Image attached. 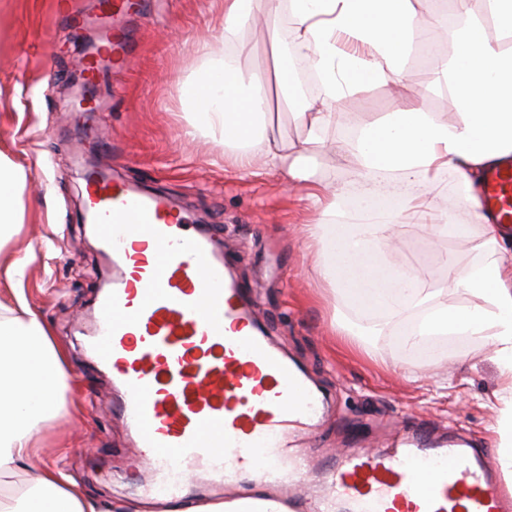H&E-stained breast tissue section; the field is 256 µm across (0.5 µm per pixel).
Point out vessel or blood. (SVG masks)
<instances>
[{
    "mask_svg": "<svg viewBox=\"0 0 512 512\" xmlns=\"http://www.w3.org/2000/svg\"><path fill=\"white\" fill-rule=\"evenodd\" d=\"M134 47L120 30L103 54L125 61ZM84 181L85 212L112 257L93 351L122 385L117 410L147 451V490L179 498L189 474L295 484L306 466L293 434L318 425L325 398L275 351L245 288L225 280L213 235L165 198L96 168ZM483 200L497 223L512 222L511 167L488 172ZM322 475L314 512H512L484 450L424 431L389 450L353 449Z\"/></svg>",
    "mask_w": 512,
    "mask_h": 512,
    "instance_id": "b4317fda",
    "label": "vessel or blood"
}]
</instances>
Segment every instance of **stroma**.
Here are the masks:
<instances>
[{
    "label": "stroma",
    "instance_id": "35a3bbf8",
    "mask_svg": "<svg viewBox=\"0 0 512 512\" xmlns=\"http://www.w3.org/2000/svg\"><path fill=\"white\" fill-rule=\"evenodd\" d=\"M424 20L436 46L420 65L408 67L407 93L444 120L450 97L433 88L437 51L453 44L465 20L456 16L453 0H439L436 14ZM124 25L136 35V51L102 83L89 126L70 105L80 54L74 34L57 20L56 0H0V152L28 174L19 202L22 227L5 250L16 258L26 257L28 248L37 251L21 287L65 349L70 384L61 416L42 431L41 448L0 476V493L25 488L60 464L75 493L97 503L99 512H164L169 505L161 493L136 498L143 451L115 409L119 394L111 378L87 354L95 297L110 274L84 222L88 160L165 197L201 228L223 226L229 268L248 287L255 318L327 399L317 429L302 440L316 464L358 443L386 447L420 428L495 452L490 428L498 412L489 399L500 375L485 350L470 337L451 334L430 337L422 354L405 352L399 337L427 305L387 322L335 300L313 271L303 227L320 216L309 209L305 189L260 160L246 172L225 167L220 137H186L181 88L202 66L200 46L224 26V0H147L143 13ZM244 37L254 51L239 67L245 77L261 80L268 94L269 136L299 145L306 131L274 79L276 55L288 54L294 42L291 27L279 16ZM398 106L390 83L365 85L336 100L321 143L310 147L315 179L348 195L362 192L357 170L335 146L357 138L362 122L387 117ZM431 207L439 219L470 223L454 171L442 173ZM397 230L396 247L374 248L380 266L413 263L426 287L447 289L449 303L469 305L470 296L449 279L448 265H470L472 245L454 233L433 237L409 216ZM336 317L364 333L375 360L338 345Z\"/></svg>",
    "mask_w": 512,
    "mask_h": 512
}]
</instances>
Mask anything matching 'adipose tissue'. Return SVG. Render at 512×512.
<instances>
[{
  "instance_id": "1",
  "label": "adipose tissue",
  "mask_w": 512,
  "mask_h": 512,
  "mask_svg": "<svg viewBox=\"0 0 512 512\" xmlns=\"http://www.w3.org/2000/svg\"><path fill=\"white\" fill-rule=\"evenodd\" d=\"M422 5L423 0H224L220 43L201 47L207 66L188 83L184 105L193 116L192 131L220 134L227 166L249 169L259 154L289 180L306 183L311 206L323 218L306 227L316 247L314 272L334 296L365 310L394 316L421 300L412 271H373L369 244L388 239L403 213L431 219L428 197L439 175L456 172L467 193L478 258L462 269L449 266L448 275L476 302L467 308L437 303L400 342L418 353L429 337L457 333L490 351L501 376L493 393L499 417L492 432L500 469L512 481V226L490 220L478 192L486 169L512 156V0H455L469 26L458 35L441 81L449 87L460 121H441L407 101L389 118L364 126L351 153L361 177L396 172L414 186L401 194L383 223H326L340 195L312 180L309 170L307 147L320 142L336 99L371 83L406 80L395 59L419 34ZM284 6L294 38L307 49V62L320 78L318 95L297 114L307 129L306 145L292 152L270 140L267 95L259 81L245 82L237 66L252 52L243 30L257 14H276ZM488 21L500 43L484 38ZM27 179L22 167L0 153V250L20 231L18 199ZM360 267L368 271L363 288L350 276ZM67 387L63 353L26 296L15 293L13 306L0 304V475L12 472L33 451L37 434L59 416ZM0 512L98 510L73 492L63 470L52 469L18 499H0Z\"/></svg>"
}]
</instances>
